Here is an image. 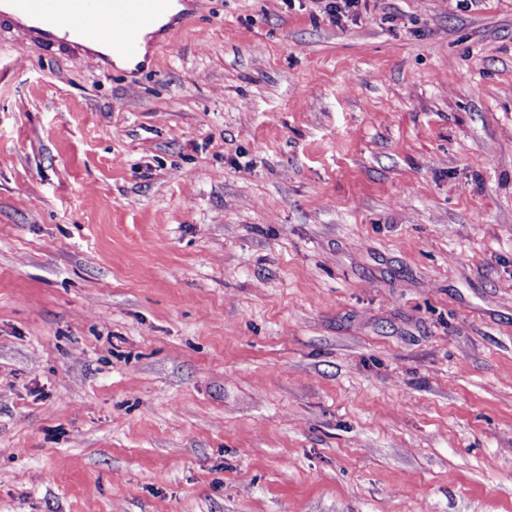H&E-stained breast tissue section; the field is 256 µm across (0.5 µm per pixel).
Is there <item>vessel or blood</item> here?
Masks as SVG:
<instances>
[{
    "label": "vessel or blood",
    "mask_w": 512,
    "mask_h": 512,
    "mask_svg": "<svg viewBox=\"0 0 512 512\" xmlns=\"http://www.w3.org/2000/svg\"><path fill=\"white\" fill-rule=\"evenodd\" d=\"M188 0H0V33L19 32L53 55L95 44L92 58L124 76L145 70L143 48L182 20Z\"/></svg>",
    "instance_id": "1"
}]
</instances>
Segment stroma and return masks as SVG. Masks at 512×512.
<instances>
[{
	"mask_svg": "<svg viewBox=\"0 0 512 512\" xmlns=\"http://www.w3.org/2000/svg\"><path fill=\"white\" fill-rule=\"evenodd\" d=\"M0 512H512V0L0 36Z\"/></svg>",
	"mask_w": 512,
	"mask_h": 512,
	"instance_id": "stroma-1",
	"label": "stroma"
}]
</instances>
